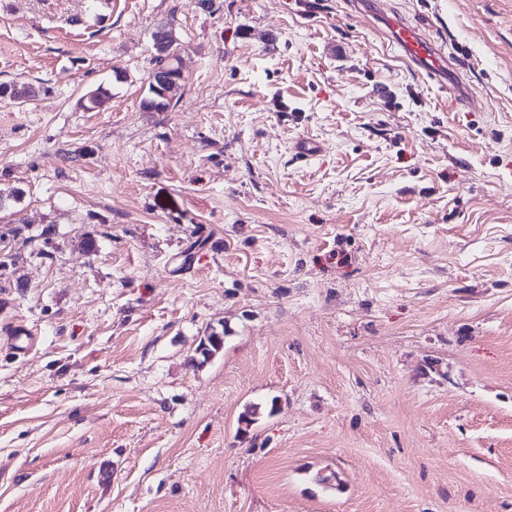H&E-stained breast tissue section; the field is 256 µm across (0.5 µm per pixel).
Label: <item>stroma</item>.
Wrapping results in <instances>:
<instances>
[{
  "instance_id": "obj_1",
  "label": "stroma",
  "mask_w": 512,
  "mask_h": 512,
  "mask_svg": "<svg viewBox=\"0 0 512 512\" xmlns=\"http://www.w3.org/2000/svg\"><path fill=\"white\" fill-rule=\"evenodd\" d=\"M381 8L472 101L351 0H0V512H512V0ZM388 24L390 40L418 71L438 78L444 90L448 88V84L455 90L462 87V82L451 68L444 50L428 38L424 30L396 19H388ZM153 47L158 52L156 46L159 40L165 42L166 52L158 55L155 58V65L148 74V96L143 100L142 106L146 109L153 110L155 112H164L172 104L174 99L179 100L182 96V90L184 86V79L182 73L179 71V43L173 35L172 28H169L166 24L160 25L152 34ZM175 67L176 70L174 79L171 80L167 85V79L171 76L167 74V70L162 69L158 72L155 81H159L160 84L156 85L160 90H156L153 86V72L155 67ZM167 85V86H164ZM163 91L167 92V96H163Z\"/></svg>"
}]
</instances>
